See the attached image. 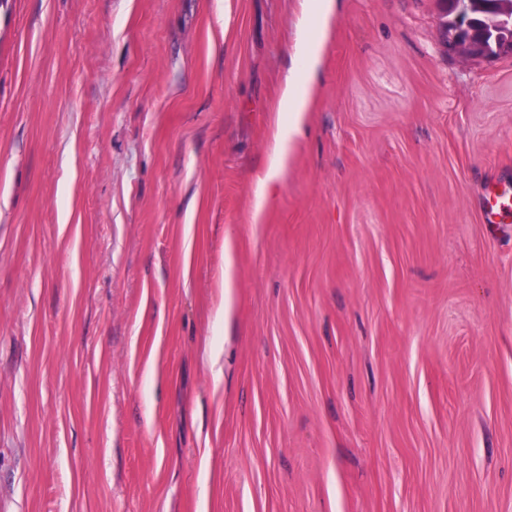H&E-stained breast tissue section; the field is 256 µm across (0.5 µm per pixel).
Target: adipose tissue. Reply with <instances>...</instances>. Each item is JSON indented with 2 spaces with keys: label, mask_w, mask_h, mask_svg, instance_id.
I'll return each mask as SVG.
<instances>
[{
  "label": "adipose tissue",
  "mask_w": 512,
  "mask_h": 512,
  "mask_svg": "<svg viewBox=\"0 0 512 512\" xmlns=\"http://www.w3.org/2000/svg\"><path fill=\"white\" fill-rule=\"evenodd\" d=\"M308 15L317 18L320 36H313L309 27H301L293 45L296 67L289 70L281 96L274 106L275 111L290 115L288 131L280 135L274 155L265 173V181L277 179L290 156L296 139L307 124V115L313 98L314 79L320 64L324 39L322 33L329 27L335 0H302Z\"/></svg>",
  "instance_id": "1"
}]
</instances>
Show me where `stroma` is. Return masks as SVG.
<instances>
[{
    "label": "stroma",
    "mask_w": 512,
    "mask_h": 512,
    "mask_svg": "<svg viewBox=\"0 0 512 512\" xmlns=\"http://www.w3.org/2000/svg\"><path fill=\"white\" fill-rule=\"evenodd\" d=\"M300 3L0 0V512H512V55L341 0L262 189ZM469 21L466 20L463 26L458 23L455 32L448 33V45L465 58L488 57V46L469 27Z\"/></svg>",
    "instance_id": "stroma-1"
}]
</instances>
